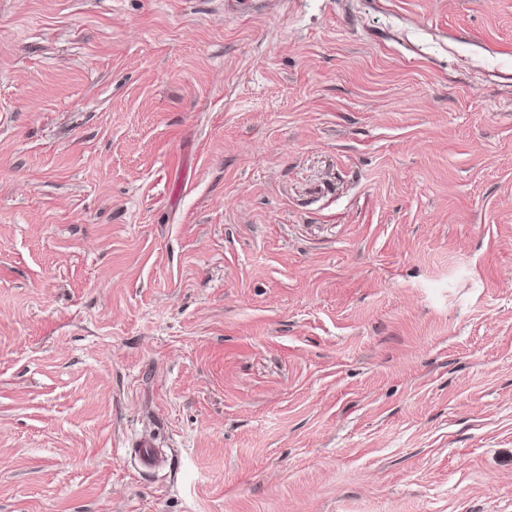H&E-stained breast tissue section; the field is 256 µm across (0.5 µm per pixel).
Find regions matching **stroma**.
<instances>
[{"label":"stroma","instance_id":"obj_1","mask_svg":"<svg viewBox=\"0 0 512 512\" xmlns=\"http://www.w3.org/2000/svg\"><path fill=\"white\" fill-rule=\"evenodd\" d=\"M0 512H512V0H0ZM133 447L137 448V458L144 468H155L161 464L162 460L157 455L156 442L151 435H142L133 443Z\"/></svg>","mask_w":512,"mask_h":512}]
</instances>
